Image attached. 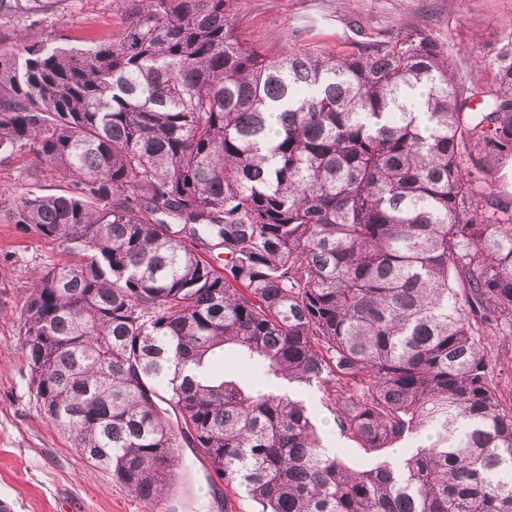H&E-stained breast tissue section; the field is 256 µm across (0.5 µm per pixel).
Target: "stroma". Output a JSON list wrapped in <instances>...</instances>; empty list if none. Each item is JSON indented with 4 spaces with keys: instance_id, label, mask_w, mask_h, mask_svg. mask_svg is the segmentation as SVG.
Masks as SVG:
<instances>
[{
    "instance_id": "stroma-1",
    "label": "stroma",
    "mask_w": 512,
    "mask_h": 512,
    "mask_svg": "<svg viewBox=\"0 0 512 512\" xmlns=\"http://www.w3.org/2000/svg\"><path fill=\"white\" fill-rule=\"evenodd\" d=\"M239 29L259 36L272 51L292 44L339 50L341 42L387 40L415 31L447 50L464 70L476 69L485 92L494 90L493 60L512 33V0H229ZM122 18L112 0H60L43 14L0 23V49L14 47L17 33L28 40L58 38L80 45L118 33ZM30 158L0 159V195L31 189L53 193L52 171L29 177ZM67 258L53 243L22 233L0 205V500L14 512H165L129 494L110 471L87 463L70 440L55 429L29 391V373L18 344V322L36 273ZM488 351L494 380L504 404L512 403V335L493 336ZM316 423L328 446H342L353 467L365 455L340 437L321 390H306ZM184 464L175 498L192 502L194 512H222L231 495L207 477L194 449L179 450Z\"/></svg>"
}]
</instances>
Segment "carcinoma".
<instances>
[{
	"mask_svg": "<svg viewBox=\"0 0 512 512\" xmlns=\"http://www.w3.org/2000/svg\"><path fill=\"white\" fill-rule=\"evenodd\" d=\"M113 3V38L0 50V155L59 182L12 223L73 257L18 324L52 425L149 506L185 445L262 512H512L485 347L512 332V207L482 190L512 157V33L488 97L425 37L272 53L226 0ZM295 391L300 397L310 399L307 402L312 405L316 423L323 433L325 443L328 446L336 448V445L339 444L342 448H350L344 459L346 463L352 467H361L369 463L368 458L355 449L356 445L352 441L339 436L336 424L333 420V414L323 404L322 390L314 388L309 391L303 389H296Z\"/></svg>",
	"mask_w": 512,
	"mask_h": 512,
	"instance_id": "1",
	"label": "carcinoma"
}]
</instances>
